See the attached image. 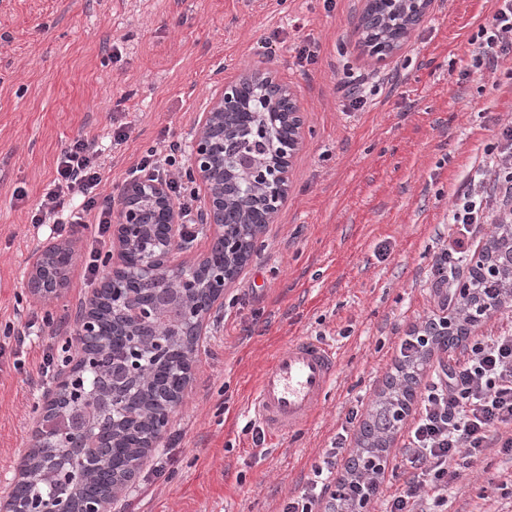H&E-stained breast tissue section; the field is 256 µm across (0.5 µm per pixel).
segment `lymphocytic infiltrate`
Masks as SVG:
<instances>
[{
  "label": "lymphocytic infiltrate",
  "mask_w": 512,
  "mask_h": 512,
  "mask_svg": "<svg viewBox=\"0 0 512 512\" xmlns=\"http://www.w3.org/2000/svg\"><path fill=\"white\" fill-rule=\"evenodd\" d=\"M490 25L479 26L469 44L474 67H493L512 53V0H497ZM494 155L458 189L448 213L451 230L431 265L430 274L442 289V303L454 299L450 287L458 271L455 264L470 252L475 237L489 224L512 223V123L502 124L492 145ZM179 144L168 154L149 149L132 169L137 179L165 181L180 202L184 216L192 214V199L182 177L174 172ZM96 140L78 137L64 147L56 160L57 176L46 194L44 207L31 217L34 226L52 224L54 231L92 228L94 246L86 267L89 277L99 272L101 247L112 225V209L101 201L103 181ZM93 223H86V216ZM464 364L435 374L420 394V408L409 427L403 454L406 474L400 492L385 500V512H435L448 500V490L485 459L487 450L512 452V335L483 336L468 347ZM345 433H337L325 449L313 476L297 496L288 498L281 512H368L367 506L344 507L330 495L339 475Z\"/></svg>",
  "instance_id": "obj_1"
}]
</instances>
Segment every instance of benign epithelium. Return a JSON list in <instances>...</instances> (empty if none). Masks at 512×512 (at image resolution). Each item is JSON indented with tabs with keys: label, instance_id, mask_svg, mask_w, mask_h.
<instances>
[{
	"label": "benign epithelium",
	"instance_id": "benign-epithelium-1",
	"mask_svg": "<svg viewBox=\"0 0 512 512\" xmlns=\"http://www.w3.org/2000/svg\"><path fill=\"white\" fill-rule=\"evenodd\" d=\"M362 14L372 5L383 6L380 20L384 24H404L412 32L429 11L433 0H363ZM367 56L376 63H385L401 49V44L388 41H363ZM251 87L249 98L242 97V86ZM292 129L291 138L277 142L256 157L246 149L255 138H268L269 132L282 125ZM303 117L294 93L278 81L271 71L244 70L234 79L225 82L212 98V105L198 123L194 146L190 155L189 175L207 197L202 210L203 223L212 239L224 247V252L234 254L245 241L241 230L225 224L224 183L250 186L261 200L264 222H274L282 202L288 195L289 167L298 147ZM163 211L165 235L157 237L147 224L148 208ZM186 225L181 223L180 212L168 197L164 184L142 181L128 184L121 195L117 224L112 226V250L104 256L108 270L104 288L94 295L90 305L83 308L82 332L77 363L100 373L113 374L112 406L107 413L112 430L120 431L136 419L129 406L130 381L143 384L150 379V363L167 357L170 346L180 340L189 342L185 362L193 368L199 349L200 336L211 311L222 304L224 288L233 282L241 268H215L207 278L199 281L198 271L205 267L208 257L175 259V254L188 248ZM59 251L75 253L70 241H59L46 248H37L32 254L28 279L31 295L45 305H52L61 297L67 274L54 270L52 257ZM140 256L132 267L128 258L131 252ZM135 277L146 283L162 282L181 297L180 315L171 322H160L155 310L148 305L131 301L126 288L127 280ZM108 295L112 302L113 323L124 331L125 348L119 354L102 350L103 341L95 311ZM174 400L164 404L162 413L153 411L149 417L150 432L143 447L157 448L166 433L172 410L179 406L188 390L191 372ZM74 370L66 371L54 389L47 391L44 413L55 412L52 424L41 422L34 440L43 448H70L76 437L86 443L100 444L98 435L83 425L80 407L90 401ZM75 459L66 456L53 462L54 480L63 485L75 483L71 467ZM136 466L117 474L95 495L80 500L58 496L51 500H18L8 496L0 498V512H110L111 501L120 497L132 484L131 474Z\"/></svg>",
	"mask_w": 512,
	"mask_h": 512
}]
</instances>
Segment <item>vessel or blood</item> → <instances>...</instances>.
<instances>
[{"instance_id":"1","label":"vessel or blood","mask_w":512,"mask_h":512,"mask_svg":"<svg viewBox=\"0 0 512 512\" xmlns=\"http://www.w3.org/2000/svg\"><path fill=\"white\" fill-rule=\"evenodd\" d=\"M338 369V354L329 344L299 338L274 358L249 402L252 418L269 438L307 422Z\"/></svg>"}]
</instances>
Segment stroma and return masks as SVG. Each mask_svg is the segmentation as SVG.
<instances>
[{"label": "stroma", "instance_id": "35a3bbf8", "mask_svg": "<svg viewBox=\"0 0 512 512\" xmlns=\"http://www.w3.org/2000/svg\"><path fill=\"white\" fill-rule=\"evenodd\" d=\"M360 10L361 0H0V342L5 328L31 330L0 356V497L95 289L87 230L70 237L76 253L53 307L26 288L29 257L49 236L30 215L58 154L125 121L100 187L118 199L147 149H190L214 90L245 69L273 71L304 116L288 197L211 313L184 401L112 512H280L340 429L358 448L360 428L345 417L367 418L401 337L437 310L430 268L453 197L512 120V55L470 70L468 40L494 0H434L382 64L362 51ZM305 46L314 62L299 61ZM348 73L368 80L363 107L339 88ZM301 336L335 346L338 372L309 422L258 438L251 395ZM444 510L512 512V455L491 451Z\"/></svg>", "mask_w": 512, "mask_h": 512}]
</instances>
